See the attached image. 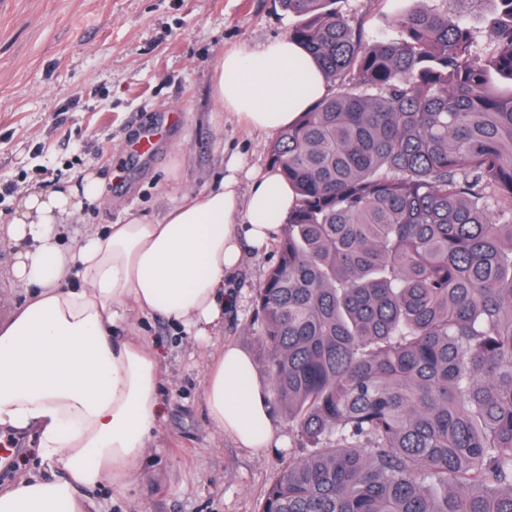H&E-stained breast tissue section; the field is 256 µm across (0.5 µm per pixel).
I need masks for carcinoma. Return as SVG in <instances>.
I'll return each instance as SVG.
<instances>
[{"label":"carcinoma","mask_w":512,"mask_h":512,"mask_svg":"<svg viewBox=\"0 0 512 512\" xmlns=\"http://www.w3.org/2000/svg\"><path fill=\"white\" fill-rule=\"evenodd\" d=\"M279 0L329 93L282 129L295 189L254 341L313 450L260 512H512V0L486 42L416 0L369 43Z\"/></svg>","instance_id":"carcinoma-1"}]
</instances>
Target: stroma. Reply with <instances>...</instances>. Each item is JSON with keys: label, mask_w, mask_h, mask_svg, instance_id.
Here are the masks:
<instances>
[{"label": "stroma", "mask_w": 512, "mask_h": 512, "mask_svg": "<svg viewBox=\"0 0 512 512\" xmlns=\"http://www.w3.org/2000/svg\"><path fill=\"white\" fill-rule=\"evenodd\" d=\"M411 0H341L367 40L395 37ZM279 0H0V225L22 192L95 173L100 196L83 234L128 215L161 217L177 189H215L231 155L269 163L275 137L245 127L213 99L223 52L287 34ZM275 247L248 253L227 284L229 306L210 342L161 315L132 316L121 339L152 346L165 384L160 429L123 488L103 485L96 512H258L267 489L310 445L279 408L267 448H242L212 426L202 400L213 353L233 342L266 370L253 339L256 292ZM0 245V321L27 296Z\"/></svg>", "instance_id": "1"}]
</instances>
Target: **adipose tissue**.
Returning <instances> with one entry per match:
<instances>
[{"mask_svg":"<svg viewBox=\"0 0 512 512\" xmlns=\"http://www.w3.org/2000/svg\"><path fill=\"white\" fill-rule=\"evenodd\" d=\"M302 54L287 36L224 53L216 103L253 130L293 124L327 91L316 64L297 66ZM99 195L90 174L30 192L0 230L30 290L0 322V431L35 433L46 469L0 488V512H90L91 492L126 481L156 435L163 372L144 341H117L114 331L138 312L209 335L224 317L226 277L246 249L268 245L295 204L277 170L234 156L217 189L182 194L162 219L131 216L67 243L68 226ZM202 398L215 429L240 447L272 444L267 388L237 344L209 361Z\"/></svg>","mask_w":512,"mask_h":512,"instance_id":"ef3b65f1","label":"adipose tissue"}]
</instances>
